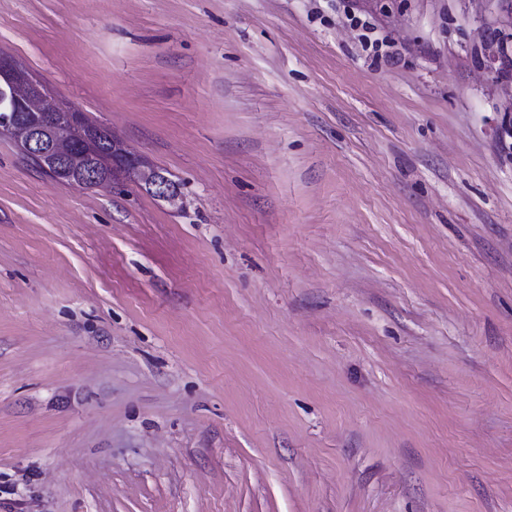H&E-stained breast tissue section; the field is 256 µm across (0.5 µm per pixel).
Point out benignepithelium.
<instances>
[{"label": "benign epithelium", "instance_id": "7a95c632", "mask_svg": "<svg viewBox=\"0 0 512 512\" xmlns=\"http://www.w3.org/2000/svg\"><path fill=\"white\" fill-rule=\"evenodd\" d=\"M506 0H498L499 8L496 17L489 25L500 30L505 41L512 42V6L504 7ZM482 70L488 81L505 86L511 106L503 110L500 123V134H512V77L498 71L502 55V45L498 43H482L475 46ZM0 111L21 112L23 116L3 120L4 127L0 131L17 142L25 153L37 159L46 154L54 156L57 162L63 164L82 145L90 143L91 137L84 130L79 113L74 112L69 117V124L63 131H54L57 123L58 107L51 102L35 84L21 73L15 62L0 56ZM114 146L113 165L121 166L125 176L145 184L162 200L174 202L179 199V193L165 179L159 177L156 168L144 158L128 151L123 142L112 138ZM78 185H117L112 179V171L89 170L75 177Z\"/></svg>", "mask_w": 512, "mask_h": 512}]
</instances>
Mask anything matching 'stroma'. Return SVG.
<instances>
[{
    "label": "stroma",
    "mask_w": 512,
    "mask_h": 512,
    "mask_svg": "<svg viewBox=\"0 0 512 512\" xmlns=\"http://www.w3.org/2000/svg\"><path fill=\"white\" fill-rule=\"evenodd\" d=\"M497 7L0 0V55L183 195L0 137V512H512ZM480 63L478 68L482 70L488 81L496 85H505L504 89L508 96L510 106L503 110L500 123V134H512V77L502 75L498 71V64L502 55V45L498 43H481L475 46Z\"/></svg>",
    "instance_id": "stroma-1"
}]
</instances>
